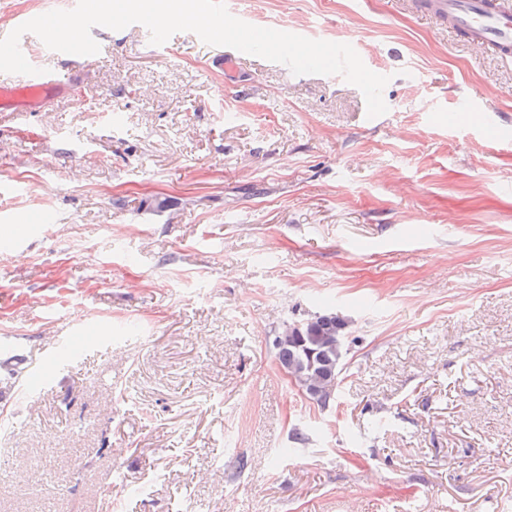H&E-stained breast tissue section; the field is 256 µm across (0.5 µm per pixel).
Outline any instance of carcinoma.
<instances>
[{
    "label": "carcinoma",
    "mask_w": 512,
    "mask_h": 512,
    "mask_svg": "<svg viewBox=\"0 0 512 512\" xmlns=\"http://www.w3.org/2000/svg\"><path fill=\"white\" fill-rule=\"evenodd\" d=\"M345 329V321L325 309L288 324L275 342L280 366L323 407L333 401L341 381Z\"/></svg>",
    "instance_id": "1"
}]
</instances>
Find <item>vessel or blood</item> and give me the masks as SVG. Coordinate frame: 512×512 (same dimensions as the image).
<instances>
[{"label":"vessel or blood","mask_w":512,"mask_h":512,"mask_svg":"<svg viewBox=\"0 0 512 512\" xmlns=\"http://www.w3.org/2000/svg\"><path fill=\"white\" fill-rule=\"evenodd\" d=\"M419 10L450 19L477 51L512 57V0H424ZM71 85L68 74L54 67L44 74L1 79L0 112L42 100L54 90H69Z\"/></svg>","instance_id":"obj_1"}]
</instances>
